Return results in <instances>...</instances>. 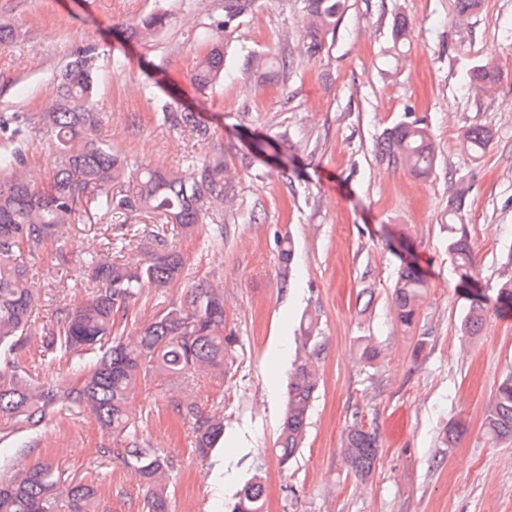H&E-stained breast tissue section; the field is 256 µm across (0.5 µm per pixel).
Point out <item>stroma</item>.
<instances>
[{
    "label": "stroma",
    "instance_id": "stroma-1",
    "mask_svg": "<svg viewBox=\"0 0 512 512\" xmlns=\"http://www.w3.org/2000/svg\"><path fill=\"white\" fill-rule=\"evenodd\" d=\"M453 0H346L328 51L301 49V18L292 0H259L241 18L224 56L223 83L200 89L191 74L203 48L196 30L224 12V0H0V26L15 39L0 48V113L35 117L52 99L60 70L93 56L95 107L102 133L130 162L160 170L222 152L236 170V207L208 213V234L173 236L187 258L181 280L146 290L131 305L126 330L147 322L193 286L220 282L226 326L238 338L220 382L202 381V411L224 414V439L207 461L196 458L192 427L173 409L176 392L148 382L128 405L139 442L173 459L171 512H228L239 487L261 474L265 512H512V442L490 439L484 418L499 384L512 375V307L498 299L512 275V0H481L464 24ZM407 17L404 58L388 72L396 12ZM169 22L150 42L129 30L142 16ZM292 52L289 77L270 69L238 75L249 51ZM497 65L494 92L470 86L478 65ZM191 109L210 130L198 140L163 120ZM424 120L438 155L431 177L381 162L377 142L396 123ZM493 139L475 156L466 132ZM268 137L289 157L281 165L240 155L251 138ZM27 171L46 185L58 163L39 127L23 142ZM467 187L464 222L474 265L461 274L448 254V200ZM104 221L91 209L63 225L67 252L88 256L102 245ZM293 247L283 265L280 251ZM415 264L426 281L412 327L399 324L392 285ZM45 295L32 313L28 364L33 377L66 388L68 363L43 353L40 334L58 308H75L87 287L56 291L61 271L49 253L31 261ZM481 307L477 335L460 323ZM318 322L320 383L304 443L288 464L276 447L288 373L302 354L300 322ZM376 343L375 361L361 355ZM379 433L368 479L343 462L352 414ZM466 430L444 443L448 426ZM86 410L59 407L41 432L0 423V454L12 472L50 459L68 480L95 481L101 512H142L138 472Z\"/></svg>",
    "mask_w": 512,
    "mask_h": 512
}]
</instances>
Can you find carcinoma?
<instances>
[{"instance_id": "carcinoma-1", "label": "carcinoma", "mask_w": 512, "mask_h": 512, "mask_svg": "<svg viewBox=\"0 0 512 512\" xmlns=\"http://www.w3.org/2000/svg\"><path fill=\"white\" fill-rule=\"evenodd\" d=\"M301 3L302 49L311 58L325 53L335 37L344 12L345 0H298ZM257 0H224V15L211 19L205 34L211 48L199 57L193 73L201 89L216 85L224 75L223 40L231 35L239 19L252 11ZM168 16L153 14L143 19L136 30L142 39L167 24ZM406 31L405 19L394 17L392 45L387 51L389 65L398 67ZM289 54L281 52L275 60L266 54L247 57V71L254 74L274 63L287 69ZM501 71L482 65L473 72L476 89H494ZM95 67L91 59L74 62L54 83L55 103L51 111L40 114L37 124L45 130L49 144L60 158L52 181L36 188L26 172L21 144L26 119L14 113L0 115V135H8V145L0 147V421L35 434L60 406L89 411L112 439L125 447L124 465L139 471L146 485L144 512H170L167 472L171 461L158 448H145L135 437V426L125 406L151 379L160 384H177L184 391L204 375L218 378L226 372V356L237 344V337L224 325V294L217 283L199 284L190 299L168 304L151 320L142 324L134 336L123 339L115 329L119 314L147 288L162 291L182 278L187 260L167 243L165 232L153 235V243L141 257L112 259L92 255L74 261L62 245L55 243L57 226L73 220L80 190H96V207L105 214H123L139 208L156 214L181 232L192 235L205 223L209 209L234 206V175L221 155L195 159L191 171H157L130 164L101 136L100 119L94 108ZM164 121L175 129L188 128L200 138L209 135L196 113H163ZM474 152L481 154L492 134L484 128L467 131ZM382 159L413 174L428 176L437 156L428 132L417 121L400 122L378 144ZM130 175L139 183V195L132 200L122 194L119 184ZM461 187L448 201V223L458 225L448 243V253L465 271L472 264L470 243L462 223ZM55 245L53 258L63 269L75 268L74 283L92 286L91 298L70 311L64 307L45 332L44 348L59 359L93 350L102 339L117 335L112 345L88 364L71 365L74 385L67 391L33 380L23 359L29 347L24 338L40 289L33 281L28 258L48 245ZM426 281L412 266L404 267L393 295L398 321L411 326L417 314V301ZM484 319V310L473 307L462 322L465 336L475 335ZM320 380L313 355L296 358L288 380L283 421L277 441L280 461L288 463L301 447L308 425L314 394ZM181 416L193 420L196 456L208 459L224 437V415L203 414L188 398L173 405ZM487 434L512 441V377L502 382L485 416ZM379 435L353 416L344 438V459L349 470L360 479L368 478L377 460ZM59 474L49 461L37 463L22 474L0 470V512H55L51 492ZM67 512H99L100 491L93 483L72 482L64 500ZM264 485L254 475L237 491L232 512H263Z\"/></svg>"}]
</instances>
